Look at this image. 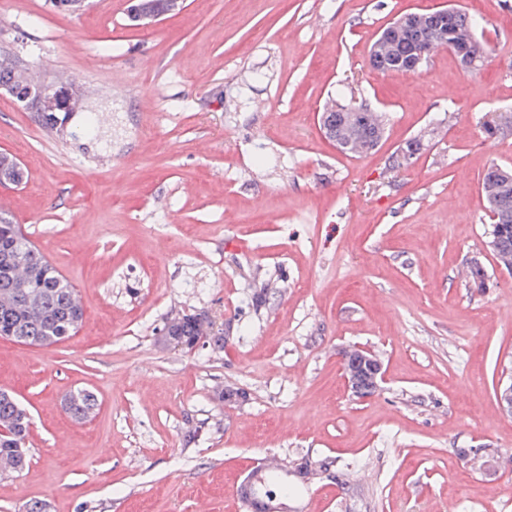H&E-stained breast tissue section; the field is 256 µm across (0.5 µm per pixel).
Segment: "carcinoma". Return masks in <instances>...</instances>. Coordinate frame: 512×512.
<instances>
[{
  "instance_id": "cac0c4a2",
  "label": "carcinoma",
  "mask_w": 512,
  "mask_h": 512,
  "mask_svg": "<svg viewBox=\"0 0 512 512\" xmlns=\"http://www.w3.org/2000/svg\"><path fill=\"white\" fill-rule=\"evenodd\" d=\"M442 18L434 13L423 26L426 43L462 39L468 51L482 59L473 19L458 10L457 19L443 36ZM512 129V112H493L483 123L488 138H497ZM384 135V120L378 112L336 113V136L349 147L345 153L358 156L372 152ZM20 175L14 156L0 153V181H13ZM482 194L492 215L491 246L500 265L512 269V168L490 165L482 178ZM83 318V309L71 283L32 245L19 225L0 213V336L16 342L46 346L75 331ZM164 340L189 347L198 337L209 336L214 345L224 347V337L211 334L212 322L204 313L184 315L170 320ZM98 398L90 390L77 389L65 399V411L80 422L91 417ZM30 417L19 401L0 392V472L22 471L28 462L26 440ZM264 482L256 485L254 495L263 500L273 495L286 500L296 493L286 476L277 471L263 473Z\"/></svg>"
}]
</instances>
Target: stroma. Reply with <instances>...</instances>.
Wrapping results in <instances>:
<instances>
[{"mask_svg": "<svg viewBox=\"0 0 512 512\" xmlns=\"http://www.w3.org/2000/svg\"><path fill=\"white\" fill-rule=\"evenodd\" d=\"M460 4L489 51L420 73L369 65L400 15ZM130 0H0V59L59 103L57 128L0 92V152L27 176L4 212L76 289L77 331L0 337V389L31 418L30 463L0 474V512H250L239 488L266 458L298 492L290 512H512V271L488 241L481 178L512 165V0H182L133 22ZM382 112L365 157L317 115ZM111 120L105 150L70 127ZM422 148L404 158L408 141ZM164 207H157L156 198ZM483 266L484 287L464 272ZM206 313L223 348L161 343ZM383 364L353 396L344 350ZM99 401L78 423L64 397ZM242 391L225 404L224 391ZM324 461L303 477L297 467ZM482 128L486 138H497L505 129H512V112L489 113Z\"/></svg>", "mask_w": 512, "mask_h": 512, "instance_id": "obj_1", "label": "stroma"}]
</instances>
